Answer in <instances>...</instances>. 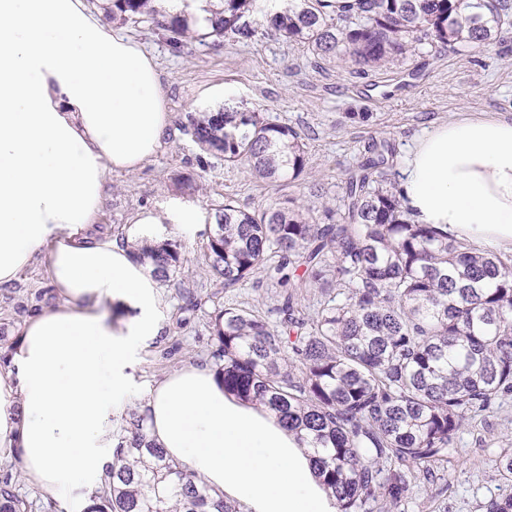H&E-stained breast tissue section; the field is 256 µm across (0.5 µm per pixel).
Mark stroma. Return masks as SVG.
I'll return each mask as SVG.
<instances>
[{
  "label": "stroma",
  "instance_id": "1",
  "mask_svg": "<svg viewBox=\"0 0 512 512\" xmlns=\"http://www.w3.org/2000/svg\"><path fill=\"white\" fill-rule=\"evenodd\" d=\"M137 40L158 64L173 124L157 152L136 172H115L97 219L103 235L122 227L131 239L180 242L184 262L180 288L160 284L159 318L162 331L137 353V364L126 406L141 404L148 390L185 363H204L213 349L205 318H180V290L208 297L210 305L231 301L273 308L272 291L248 281L231 293L216 292L204 257L215 208L232 199L250 211L275 202L280 192L255 182L244 167L227 168L216 155L202 156L183 130L191 112L226 106L260 112L270 120L301 131L307 143L309 167L285 192L321 216L335 203L340 184L368 141H394L405 156L413 140L431 125L474 114L512 119V31L488 47L458 53L440 44L424 43L404 63L361 73L344 67L317 69L306 47L256 36L246 44L224 40L190 42L173 52L165 37L144 25L120 28ZM197 175V188L180 191L175 178ZM181 201L196 209L194 232L177 224L141 226L143 210L163 211ZM15 293L0 291V331L17 341L27 319L26 309H47L58 297L48 283L44 260L22 272ZM512 437V399L479 427L462 425L455 438L457 455L451 486L418 483L400 512H485L486 501L505 488L492 464L493 457Z\"/></svg>",
  "mask_w": 512,
  "mask_h": 512
}]
</instances>
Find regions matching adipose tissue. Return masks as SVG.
Returning a JSON list of instances; mask_svg holds the SVG:
<instances>
[{
	"label": "adipose tissue",
	"mask_w": 512,
	"mask_h": 512,
	"mask_svg": "<svg viewBox=\"0 0 512 512\" xmlns=\"http://www.w3.org/2000/svg\"><path fill=\"white\" fill-rule=\"evenodd\" d=\"M170 125L153 58L87 0H0V285L43 254L60 298L24 322L0 367V460L68 512L93 505L135 355L161 332L157 281L97 217L109 175L140 169ZM399 189L414 223L512 247V120L428 129ZM141 411L150 440L243 512H336L296 435L225 395L210 365L160 380Z\"/></svg>",
	"instance_id": "adipose-tissue-1"
}]
</instances>
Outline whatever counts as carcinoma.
<instances>
[{
    "mask_svg": "<svg viewBox=\"0 0 512 512\" xmlns=\"http://www.w3.org/2000/svg\"><path fill=\"white\" fill-rule=\"evenodd\" d=\"M218 0L210 26L152 0H110L124 24L148 23L180 49L187 40L247 43L258 31L307 46L325 68L381 69L417 44L480 46L512 25L508 0ZM253 16L250 21L245 16ZM184 131L227 166L242 165L277 189L308 167L304 137L258 112L224 108L188 116ZM397 149L369 141L341 184L342 205L324 221L285 197L253 212L230 198L215 209L205 257L216 284L232 292L259 275L283 289V319L228 303L207 313L224 393L272 413L313 451L338 512H394L420 480L451 485L453 439L512 396V255L412 223L397 191ZM153 276L182 267L169 239L138 249ZM316 297L310 317L295 305ZM113 430L112 464L96 512H239L147 439L139 408ZM512 488V448L493 459ZM14 465L0 475V512H57L46 496L20 492ZM486 512H512V493Z\"/></svg>",
    "mask_w": 512,
    "mask_h": 512,
    "instance_id": "carcinoma-1",
    "label": "carcinoma"
}]
</instances>
